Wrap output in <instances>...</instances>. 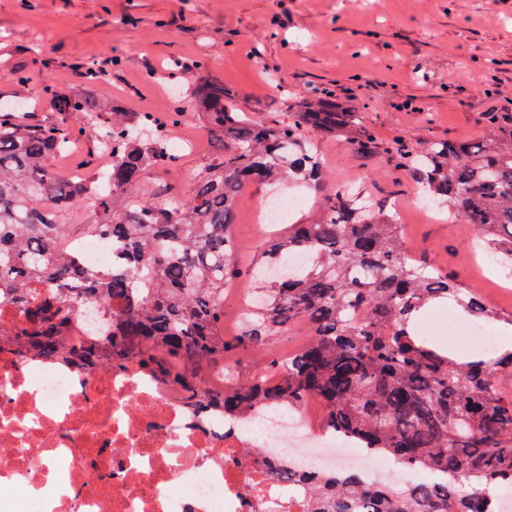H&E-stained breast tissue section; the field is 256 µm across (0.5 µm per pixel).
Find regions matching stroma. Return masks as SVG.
Wrapping results in <instances>:
<instances>
[{
	"label": "stroma",
	"mask_w": 512,
	"mask_h": 512,
	"mask_svg": "<svg viewBox=\"0 0 512 512\" xmlns=\"http://www.w3.org/2000/svg\"><path fill=\"white\" fill-rule=\"evenodd\" d=\"M273 28L282 42L268 40ZM115 55L121 66L93 86V97L120 95L132 111L156 116L179 104L190 79L186 73L176 82L148 78V67H162L172 55L206 58L212 75L235 85L240 105L263 120L288 116L274 83L300 95L315 85L342 84L368 103L366 120L383 140H476L483 134L478 113L493 105L512 110L506 97L489 96L493 80L485 66L496 60L512 71V0H37L31 9L21 0H0V104H12L13 75L22 73L30 119L55 117L50 91L71 82L73 66ZM171 135L184 147L171 179L186 195L212 141L189 118ZM317 147L334 180H362L374 191L401 180L383 156L364 158L327 139ZM261 195L249 187L239 199L233 230L243 263L266 237L251 222ZM416 205V192L403 183L394 206L404 247L458 274L490 306L512 315V296L500 294L496 271L474 260L469 229L416 212ZM440 310L426 308L419 328L457 357L483 355L484 337L462 343L452 329L437 328Z\"/></svg>",
	"instance_id": "35a3bbf8"
}]
</instances>
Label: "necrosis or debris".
Returning a JSON list of instances; mask_svg holds the SVG:
<instances>
[{
	"label": "necrosis or debris",
	"instance_id": "obj_1",
	"mask_svg": "<svg viewBox=\"0 0 512 512\" xmlns=\"http://www.w3.org/2000/svg\"><path fill=\"white\" fill-rule=\"evenodd\" d=\"M305 470L388 475L304 415H204L138 363L87 371L0 348V512H309L287 481Z\"/></svg>",
	"mask_w": 512,
	"mask_h": 512
}]
</instances>
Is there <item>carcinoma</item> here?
Wrapping results in <instances>:
<instances>
[{"mask_svg":"<svg viewBox=\"0 0 512 512\" xmlns=\"http://www.w3.org/2000/svg\"><path fill=\"white\" fill-rule=\"evenodd\" d=\"M196 73L179 110L161 120L131 112L121 97L94 98L56 89L57 116L31 123L0 114V303L24 320L5 339L19 358H69L61 345L76 308L107 316L103 332L73 363L82 369L137 360L178 383L193 408L228 419L271 407H323V429L375 456L446 477L441 484L367 485L355 473L303 472L310 512H499L492 487L512 489V400L498 379L512 375V352L489 360L453 358L419 336L414 320L437 299L451 300L476 321L512 318L488 308L450 273L411 258L387 198L355 184L328 185L312 138L336 140L361 156L383 154L412 180L421 200L443 205L501 260L512 262V137L498 135L493 112H480L477 141L438 139L416 148L402 137L380 142L366 125L367 104L322 89L298 95L276 85L288 119L253 120L237 106L238 90L211 76L201 60H168L167 71ZM81 112L96 145L111 155L107 172H57L55 157L83 133ZM190 115L215 141L194 192L143 197L152 171L176 166L181 153L168 132ZM312 191L319 205L270 232L250 264L237 260L230 233L241 191L284 186ZM95 204L88 230L120 237L118 264L87 267L65 250L60 215L84 199ZM313 253L296 272L290 253ZM245 278L258 289L235 334L224 333V291ZM123 311L108 313L112 299ZM296 322L309 327L303 345L275 343ZM264 371L242 380L235 367L255 350ZM219 367L222 387L204 389L201 372Z\"/></svg>","mask_w":512,"mask_h":512,"instance_id":"obj_1","label":"carcinoma"}]
</instances>
